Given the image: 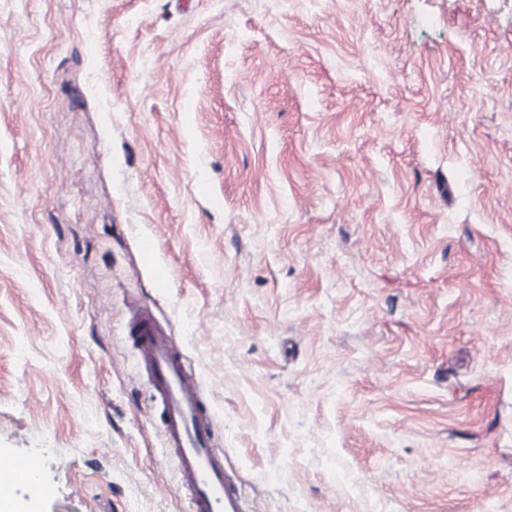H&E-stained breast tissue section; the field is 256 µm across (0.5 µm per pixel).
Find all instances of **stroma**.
I'll use <instances>...</instances> for the list:
<instances>
[{
  "label": "stroma",
  "instance_id": "obj_1",
  "mask_svg": "<svg viewBox=\"0 0 512 512\" xmlns=\"http://www.w3.org/2000/svg\"><path fill=\"white\" fill-rule=\"evenodd\" d=\"M141 305L244 512H512V0H0L26 512H186Z\"/></svg>",
  "mask_w": 512,
  "mask_h": 512
}]
</instances>
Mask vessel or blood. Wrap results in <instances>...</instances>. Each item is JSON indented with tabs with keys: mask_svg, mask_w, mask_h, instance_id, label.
<instances>
[{
	"mask_svg": "<svg viewBox=\"0 0 512 512\" xmlns=\"http://www.w3.org/2000/svg\"><path fill=\"white\" fill-rule=\"evenodd\" d=\"M140 366L147 375L159 412L165 444L176 460L177 492L187 512H242L224 451L214 445L215 421L196 375L187 367L180 344L148 307H139L128 324ZM25 483L36 496L52 489L40 479L33 456L0 458V492Z\"/></svg>",
	"mask_w": 512,
	"mask_h": 512,
	"instance_id": "obj_1",
	"label": "vessel or blood"
}]
</instances>
